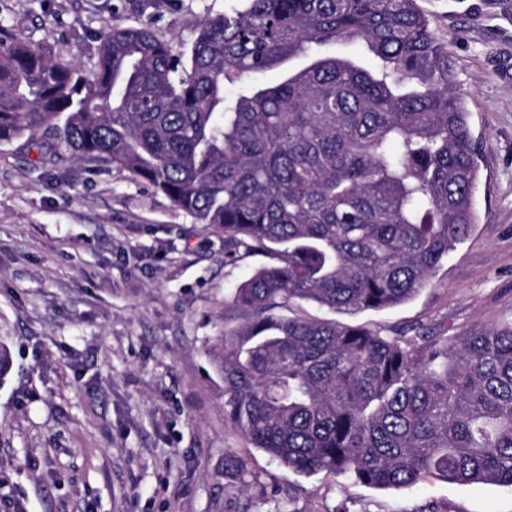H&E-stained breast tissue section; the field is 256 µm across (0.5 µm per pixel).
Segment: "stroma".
<instances>
[{
	"label": "stroma",
	"mask_w": 512,
	"mask_h": 512,
	"mask_svg": "<svg viewBox=\"0 0 512 512\" xmlns=\"http://www.w3.org/2000/svg\"><path fill=\"white\" fill-rule=\"evenodd\" d=\"M241 4L0 0V24L90 76L106 26L147 25L182 51ZM422 5L468 112L477 222L413 299L339 317L411 340L512 326V0ZM270 261H225L223 232L50 133L1 144L0 512H512V487L306 475L225 423L216 338L232 288Z\"/></svg>",
	"instance_id": "obj_1"
}]
</instances>
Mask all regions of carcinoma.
Instances as JSON below:
<instances>
[{
    "label": "carcinoma",
    "instance_id": "1",
    "mask_svg": "<svg viewBox=\"0 0 512 512\" xmlns=\"http://www.w3.org/2000/svg\"><path fill=\"white\" fill-rule=\"evenodd\" d=\"M97 40L89 78L0 24V143L49 130L224 230V258L275 259L232 289L225 422L307 475L512 487V327L441 347L280 313L400 305L476 223L468 112L420 0H245L185 53L147 25Z\"/></svg>",
    "mask_w": 512,
    "mask_h": 512
}]
</instances>
